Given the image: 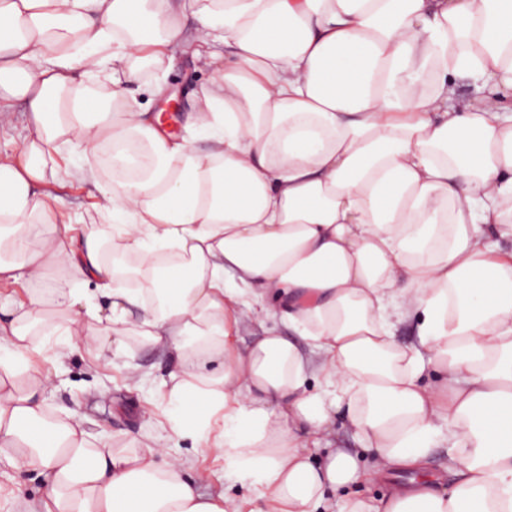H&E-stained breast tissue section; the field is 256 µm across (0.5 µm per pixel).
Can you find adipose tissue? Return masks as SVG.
I'll use <instances>...</instances> for the list:
<instances>
[{"instance_id":"adipose-tissue-1","label":"adipose tissue","mask_w":512,"mask_h":512,"mask_svg":"<svg viewBox=\"0 0 512 512\" xmlns=\"http://www.w3.org/2000/svg\"><path fill=\"white\" fill-rule=\"evenodd\" d=\"M186 41L215 77L181 137L125 86ZM465 77L512 90V0H0V116L24 102L30 130L0 157V284L40 286L0 308V458L42 479L24 512H512V113L461 103ZM74 176L109 229L64 221L48 187ZM251 316L310 351L236 350ZM53 336L57 363L164 349V432L120 448L53 414ZM338 417L371 465L332 447ZM183 437L255 497L206 493ZM377 480L376 510L332 501ZM429 469L442 478L441 486L443 488L452 486L457 480L454 470L448 466V447L434 448L430 457Z\"/></svg>"}]
</instances>
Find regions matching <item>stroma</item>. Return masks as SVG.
<instances>
[{
	"instance_id": "stroma-1",
	"label": "stroma",
	"mask_w": 512,
	"mask_h": 512,
	"mask_svg": "<svg viewBox=\"0 0 512 512\" xmlns=\"http://www.w3.org/2000/svg\"><path fill=\"white\" fill-rule=\"evenodd\" d=\"M212 71L191 53L175 50L171 65L159 73H145L142 81L132 84L129 99L144 112L157 113L159 104L155 95L157 84H165L179 93V108L174 112L171 126L183 132L195 93L206 85ZM53 195L61 202L65 214L74 223L100 222L97 212L98 190L90 183L66 182L52 186ZM137 366L145 377L142 389L134 390L126 384L127 366ZM169 360L158 348L141 346L137 339H129L120 353L108 354L106 360L96 362L83 351H76L64 361L62 371L52 379L50 403L59 409L78 408L87 430L94 436L112 438L116 445L133 447L139 444L149 427L142 418L149 410L162 415L161 381L166 378ZM172 451L190 457L198 470L210 476L209 489L225 492L240 500L252 497L251 486L226 480L224 462L210 449L194 447L191 439L173 442Z\"/></svg>"
}]
</instances>
